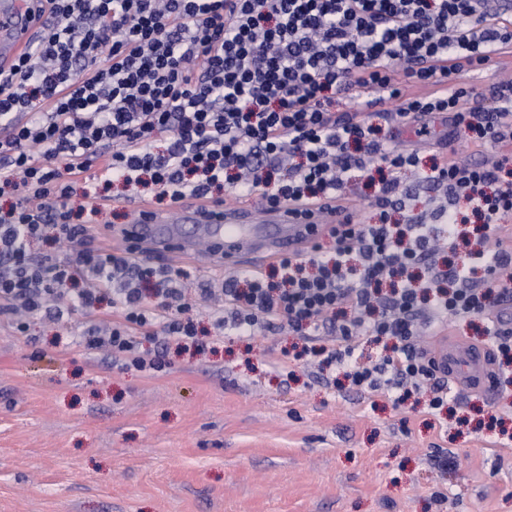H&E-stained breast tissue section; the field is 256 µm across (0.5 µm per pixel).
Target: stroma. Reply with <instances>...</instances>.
Here are the masks:
<instances>
[{
    "instance_id": "obj_1",
    "label": "stroma",
    "mask_w": 512,
    "mask_h": 512,
    "mask_svg": "<svg viewBox=\"0 0 512 512\" xmlns=\"http://www.w3.org/2000/svg\"><path fill=\"white\" fill-rule=\"evenodd\" d=\"M512 78V53L463 74L476 100ZM91 248L132 247L135 192L112 184ZM191 257L166 255L181 287L228 276L203 229ZM112 311L0 323V512H512V389L428 396L351 387L286 355L288 330L223 335L215 350L169 348L148 374L88 354L79 338Z\"/></svg>"
}]
</instances>
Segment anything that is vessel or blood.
I'll return each instance as SVG.
<instances>
[{"instance_id":"vessel-or-blood-1","label":"vessel or blood","mask_w":512,"mask_h":512,"mask_svg":"<svg viewBox=\"0 0 512 512\" xmlns=\"http://www.w3.org/2000/svg\"><path fill=\"white\" fill-rule=\"evenodd\" d=\"M42 18L32 9L30 0H0V66H9L32 42ZM141 219L138 237L157 252L187 254L192 242L180 238L179 225L197 224L224 245V259L238 262L241 253L257 254L265 260L293 256L306 251L336 217L325 214L301 219L291 207L283 205L256 221L251 209L240 205L218 206L189 198L174 207V218L153 213L148 204H138ZM432 359L448 386L463 392H476L496 399L500 382L494 367L491 347L475 345L456 338L449 345H437Z\"/></svg>"}]
</instances>
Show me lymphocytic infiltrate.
<instances>
[{
  "label": "lymphocytic infiltrate",
  "instance_id": "f902f5d3",
  "mask_svg": "<svg viewBox=\"0 0 512 512\" xmlns=\"http://www.w3.org/2000/svg\"><path fill=\"white\" fill-rule=\"evenodd\" d=\"M47 18L15 63L0 68V317L16 333L26 320L63 319L110 297L114 319L90 331L86 349L108 348L142 370L161 371L163 354L145 359L142 339L194 338L170 318L184 301L169 266L150 248L139 253L85 249L99 213L86 206L114 179L142 185L156 205L191 196L211 199L225 184L259 194L266 207L319 206L336 211L332 252L312 247L272 268L222 279L219 325L250 336L288 326L308 345L303 356L340 369L361 389L397 390L406 401L429 387L430 409L449 401L448 382L419 343L421 319L478 317L497 366L512 364V329L495 327L492 303L512 292L501 272L512 249H480L469 264L440 269L441 247H458L459 202L471 207L485 238L512 216V155L494 164L464 163L450 141L419 168V152L399 146L366 110L392 104L389 120L448 118L477 147L512 141V80L499 85L493 109L471 107L462 74L512 51V15L484 0H36ZM403 64L395 77L394 64ZM348 101L339 111L337 101ZM376 164L371 204L378 220H353L345 174ZM94 178H87L91 167ZM418 173L441 189L446 207L408 213L401 174ZM74 243L75 257L34 256L47 234ZM485 277L475 281L476 268ZM89 280L68 285L78 272ZM160 286L146 295L144 283ZM390 342L365 361V338Z\"/></svg>",
  "mask_w": 512,
  "mask_h": 512
}]
</instances>
